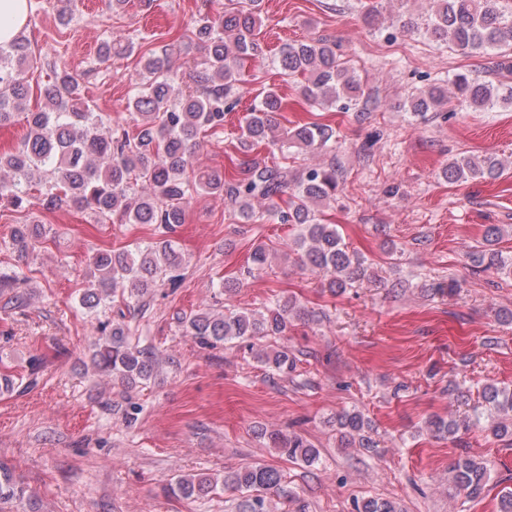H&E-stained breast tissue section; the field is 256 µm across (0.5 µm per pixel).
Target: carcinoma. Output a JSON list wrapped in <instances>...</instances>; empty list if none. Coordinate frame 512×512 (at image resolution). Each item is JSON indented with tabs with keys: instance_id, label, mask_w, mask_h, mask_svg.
Listing matches in <instances>:
<instances>
[{
	"instance_id": "carcinoma-1",
	"label": "carcinoma",
	"mask_w": 512,
	"mask_h": 512,
	"mask_svg": "<svg viewBox=\"0 0 512 512\" xmlns=\"http://www.w3.org/2000/svg\"><path fill=\"white\" fill-rule=\"evenodd\" d=\"M260 2L249 0L246 7L226 8L195 21L193 34L207 55L195 65L189 85L182 84L171 70L168 49L145 58L128 102L132 132L112 127L101 113L93 111L79 92L78 79L55 61L47 63L54 81L44 91L43 106L36 112L27 111L31 43L21 32L7 45H0V128L17 118L27 128L17 149L0 154V207L18 210L31 206L33 188L38 185L49 203L89 210L102 224L116 220L154 225V237L132 250L96 253L97 285L80 298L81 307L88 312L109 307L119 291L144 307L156 288L181 286L187 260L169 234L185 222L186 208L200 191L227 197L239 205V216L247 220L256 217L252 201L268 203L269 215L297 226L291 247L298 264L322 273L331 291L343 292L366 276L365 258L347 247L337 225L322 223L321 207L336 199L338 191L335 167L316 165L294 175L286 163L269 165L247 158L266 141L284 155L291 148L327 151L336 144L331 126L311 122L274 137V114L280 109V99L268 91L244 116L240 145L245 158L239 163L238 176L227 181L219 172L193 169L200 132L224 127V114L234 107L230 97L241 81L243 62L258 52ZM500 2L428 0L423 22L404 20L401 28L462 54L495 55L500 58L497 73L512 74V6L505 8ZM275 60L283 71L307 76L303 94L314 106L347 110L357 105L362 95L360 78L337 57L336 43L327 39L290 43ZM454 100L476 111L492 109L498 103L512 108V84L496 85L469 71L457 72L445 85H431L410 95L408 110L423 117ZM504 173L505 166L494 153L479 158L456 155L441 171L450 183L495 180ZM284 194L288 195V210L280 212L277 199ZM40 235L41 222L34 218L14 228L0 244L25 257L34 252ZM502 239L503 227L487 225L470 252L473 265L511 276L512 254L497 248ZM300 315L296 303L286 300L258 316L231 308L220 314L196 312L184 318L183 327L199 344L214 347L283 335L291 320ZM257 358L285 377L295 368V360L285 348L271 354L259 352ZM91 360L99 372L130 388L151 380L161 364L154 347L140 345L124 324L108 320L100 323ZM474 415L476 421L487 422L493 437L512 440L511 390L493 381L486 383ZM336 425L340 447H378L371 437V420L362 411L342 412L336 416ZM460 428L456 420L439 416L426 422L427 431L438 439L454 436ZM261 437L282 457L308 465L319 459L320 449L298 433L263 430ZM489 477L488 464L473 456H461L448 466V483L455 495L466 499L479 497ZM217 490L239 494L238 512H273L272 497L289 498L284 475L270 465L226 472L220 479L179 474L167 485L168 493L183 499ZM24 499L36 508L32 495L0 465V504ZM355 512L401 510L394 501L371 498L356 505Z\"/></svg>"
}]
</instances>
